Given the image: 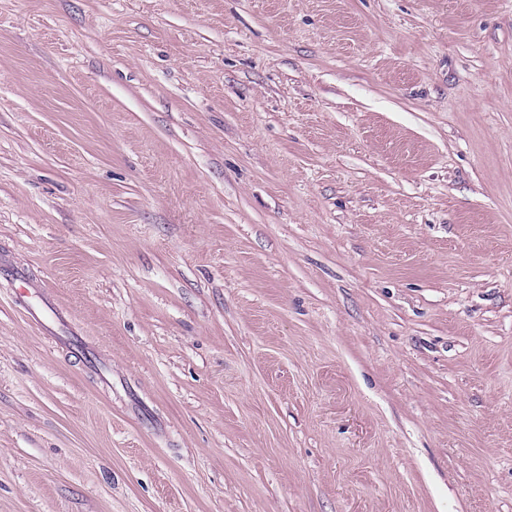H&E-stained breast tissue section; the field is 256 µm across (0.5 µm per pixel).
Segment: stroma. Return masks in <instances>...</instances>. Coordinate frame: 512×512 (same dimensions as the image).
Returning <instances> with one entry per match:
<instances>
[{"label":"stroma","mask_w":512,"mask_h":512,"mask_svg":"<svg viewBox=\"0 0 512 512\" xmlns=\"http://www.w3.org/2000/svg\"><path fill=\"white\" fill-rule=\"evenodd\" d=\"M0 512H512V0H0Z\"/></svg>","instance_id":"stroma-1"}]
</instances>
